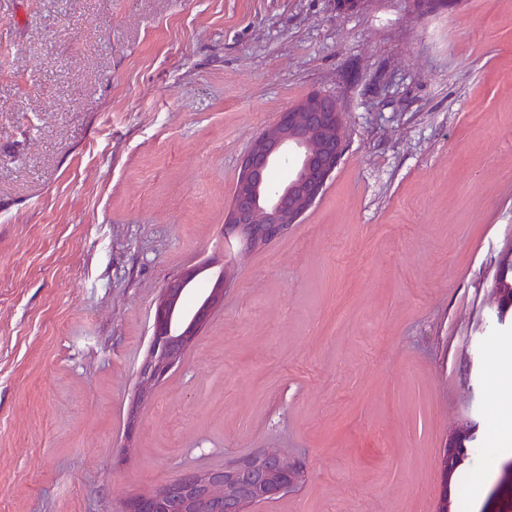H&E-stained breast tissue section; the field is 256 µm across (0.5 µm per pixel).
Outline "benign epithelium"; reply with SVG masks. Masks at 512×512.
Listing matches in <instances>:
<instances>
[{
    "label": "benign epithelium",
    "instance_id": "1",
    "mask_svg": "<svg viewBox=\"0 0 512 512\" xmlns=\"http://www.w3.org/2000/svg\"><path fill=\"white\" fill-rule=\"evenodd\" d=\"M342 112L336 98L312 93L279 113L272 127L256 138L243 157L226 216V228L248 249H256L288 233L322 194L336 170L345 143L340 134ZM291 161L293 170L278 189L270 174ZM206 271L191 266L167 282L155 302L153 332L139 370L135 396L127 411V433L137 428L141 409L155 389L182 362L213 311L224 303V278H218L190 314L183 298ZM489 298L500 316L512 310V290L492 279ZM473 429L459 425L451 434L441 465L444 480L452 479L468 458ZM301 463L275 449L264 450L223 469L185 470L169 483L127 500L122 512H249L298 487Z\"/></svg>",
    "mask_w": 512,
    "mask_h": 512
}]
</instances>
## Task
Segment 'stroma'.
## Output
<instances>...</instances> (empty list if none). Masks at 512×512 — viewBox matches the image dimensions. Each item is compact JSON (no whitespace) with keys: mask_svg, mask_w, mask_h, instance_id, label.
<instances>
[{"mask_svg":"<svg viewBox=\"0 0 512 512\" xmlns=\"http://www.w3.org/2000/svg\"><path fill=\"white\" fill-rule=\"evenodd\" d=\"M314 91L345 153L244 250L239 163ZM511 251L512 0H0V512H122L268 448L305 478L251 512H512ZM198 265L224 304L127 434ZM503 267V264H499V269L497 271V274H495V276L492 279L488 292L490 300L496 306L498 313L500 314L501 317L506 316L507 312L511 311L512 308V272L511 275H509V277L506 279V281L511 284V289L509 288L508 283H502V288H500V286L497 283L499 271ZM205 266H191L167 282L155 302L153 332L148 353L139 370L135 396L127 411V433L137 428L141 409L155 389L182 362L198 333L208 324L213 311L224 303V278L209 285L195 310L186 315L183 298L193 288ZM473 439V429L468 424H461L452 432L441 460L444 485L448 486V480L452 479L468 458L467 444Z\"/></svg>","mask_w":512,"mask_h":512,"instance_id":"1","label":"stroma"}]
</instances>
